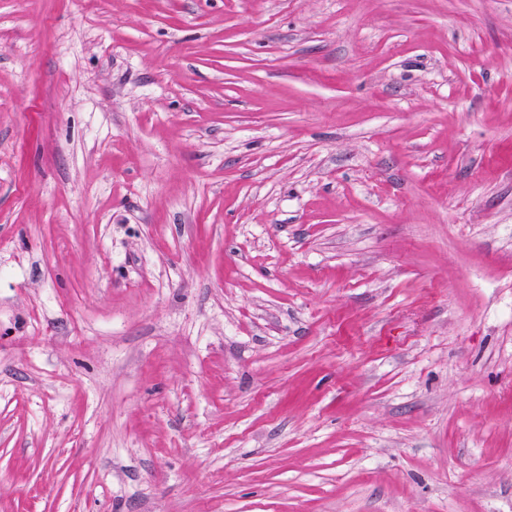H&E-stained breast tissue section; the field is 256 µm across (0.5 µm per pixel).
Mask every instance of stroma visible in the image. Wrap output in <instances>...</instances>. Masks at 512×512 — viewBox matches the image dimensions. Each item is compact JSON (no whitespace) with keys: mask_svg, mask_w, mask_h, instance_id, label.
<instances>
[{"mask_svg":"<svg viewBox=\"0 0 512 512\" xmlns=\"http://www.w3.org/2000/svg\"><path fill=\"white\" fill-rule=\"evenodd\" d=\"M0 512H512V0H0Z\"/></svg>","mask_w":512,"mask_h":512,"instance_id":"35a3bbf8","label":"stroma"}]
</instances>
